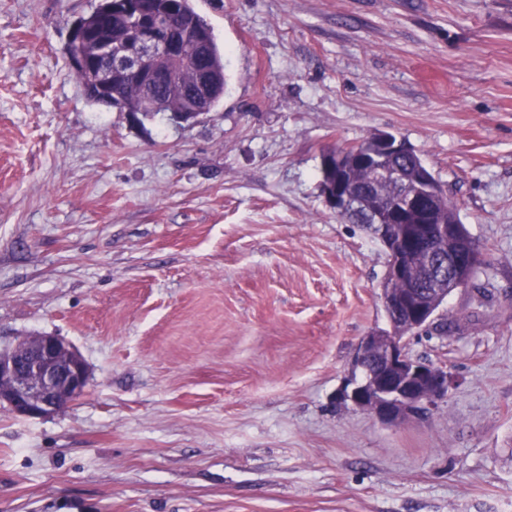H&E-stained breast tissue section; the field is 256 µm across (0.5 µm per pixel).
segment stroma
I'll return each instance as SVG.
<instances>
[{
    "label": "stroma",
    "instance_id": "1",
    "mask_svg": "<svg viewBox=\"0 0 512 512\" xmlns=\"http://www.w3.org/2000/svg\"><path fill=\"white\" fill-rule=\"evenodd\" d=\"M99 0H0V348L74 346L87 393L0 406V512H512V0H192L224 50L193 124L90 102ZM402 138L485 253L411 337L447 398L341 404L386 328L383 246L322 156Z\"/></svg>",
    "mask_w": 512,
    "mask_h": 512
}]
</instances>
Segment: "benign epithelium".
Masks as SVG:
<instances>
[{
    "mask_svg": "<svg viewBox=\"0 0 512 512\" xmlns=\"http://www.w3.org/2000/svg\"><path fill=\"white\" fill-rule=\"evenodd\" d=\"M125 12L135 14L138 37L121 45L110 39L96 40L95 54L76 53L72 63L89 66L99 60L95 71L97 86L112 91V69L118 68L146 91L165 81L166 74L157 69L160 56H182L179 44L170 39L168 22L144 17L140 0H123ZM374 151L355 152L356 162H383L410 151L403 141L389 133L372 136ZM330 207L342 216L352 211L363 214L381 242L397 240L419 244L427 255L425 266H417L408 250L394 252L386 274L393 280H406L412 287L402 293L382 297L384 305L401 315L409 331L436 324L437 312L432 304L436 293L451 294L469 284L467 269L475 253L464 241L459 224L443 221L439 209H452L444 193H436L434 179L427 167L418 169L414 185L407 186L400 198L378 200L369 192H358L344 181L324 189ZM448 267V287H438L441 266ZM406 337L394 331L371 332L360 342L357 362L371 363L374 374L365 381L341 390L340 397L366 409L388 424H397L415 414L421 406L433 405L447 397L453 385L452 374L444 363L431 364L411 357L405 351ZM88 386L87 365L72 346L54 335L27 337L12 348L0 349V405L27 418H41L57 412L83 396Z\"/></svg>",
    "mask_w": 512,
    "mask_h": 512,
    "instance_id": "1",
    "label": "benign epithelium"
}]
</instances>
